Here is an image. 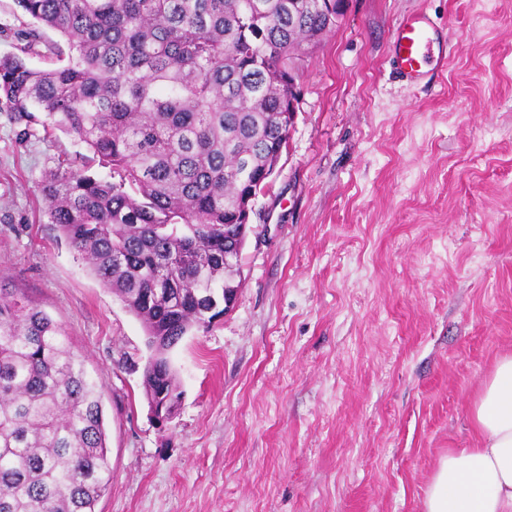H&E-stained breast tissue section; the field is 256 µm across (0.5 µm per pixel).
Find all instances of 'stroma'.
<instances>
[{"label": "stroma", "instance_id": "stroma-1", "mask_svg": "<svg viewBox=\"0 0 512 512\" xmlns=\"http://www.w3.org/2000/svg\"><path fill=\"white\" fill-rule=\"evenodd\" d=\"M422 9L447 69L385 64ZM288 145L254 201L233 308L169 354L152 416L142 323L45 215L73 138L0 112V275L71 337L102 389L112 487L96 512H424L470 408L512 351V0H345L291 55Z\"/></svg>", "mask_w": 512, "mask_h": 512}]
</instances>
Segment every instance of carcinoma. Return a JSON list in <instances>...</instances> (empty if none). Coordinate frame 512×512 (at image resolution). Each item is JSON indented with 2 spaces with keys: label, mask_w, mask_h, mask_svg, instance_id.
Segmentation results:
<instances>
[{
  "label": "carcinoma",
  "mask_w": 512,
  "mask_h": 512,
  "mask_svg": "<svg viewBox=\"0 0 512 512\" xmlns=\"http://www.w3.org/2000/svg\"><path fill=\"white\" fill-rule=\"evenodd\" d=\"M327 2L15 0L33 28L0 59V112L21 139L40 125L85 146L45 179L46 215L142 322L147 395H182L169 352L241 287L224 250L287 147L288 56L336 27ZM41 28L62 39L47 70L26 58ZM111 486L98 385L62 328L0 287V512H95Z\"/></svg>",
  "instance_id": "cac0c4a2"
}]
</instances>
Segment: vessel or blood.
<instances>
[{"mask_svg":"<svg viewBox=\"0 0 512 512\" xmlns=\"http://www.w3.org/2000/svg\"><path fill=\"white\" fill-rule=\"evenodd\" d=\"M452 47L447 34L423 10L405 14L390 39L387 61L410 86L420 85L447 64Z\"/></svg>","mask_w":512,"mask_h":512,"instance_id":"b4317fda","label":"vessel or blood"}]
</instances>
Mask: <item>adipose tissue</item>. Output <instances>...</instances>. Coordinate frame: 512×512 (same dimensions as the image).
I'll use <instances>...</instances> for the list:
<instances>
[{"instance_id": "adipose-tissue-1", "label": "adipose tissue", "mask_w": 512, "mask_h": 512, "mask_svg": "<svg viewBox=\"0 0 512 512\" xmlns=\"http://www.w3.org/2000/svg\"><path fill=\"white\" fill-rule=\"evenodd\" d=\"M470 418L478 444L440 459L425 512H512V352L496 359Z\"/></svg>"}]
</instances>
